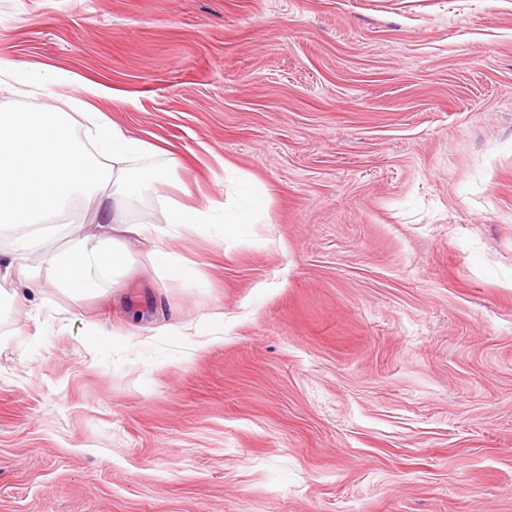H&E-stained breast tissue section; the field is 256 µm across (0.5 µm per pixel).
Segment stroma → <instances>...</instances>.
I'll list each match as a JSON object with an SVG mask.
<instances>
[{
  "label": "stroma",
  "instance_id": "stroma-1",
  "mask_svg": "<svg viewBox=\"0 0 512 512\" xmlns=\"http://www.w3.org/2000/svg\"><path fill=\"white\" fill-rule=\"evenodd\" d=\"M0 59L167 149L131 221L261 208L0 279V512H512V0H0ZM54 83L59 84H71L76 85L77 89L75 93L76 97H67L65 103L73 102L77 105L83 103L87 105L85 102L79 99L78 96H89V97H98L106 93V89L99 84H86V83H78L73 77L70 76L68 72H56L53 77ZM220 210L219 221L215 222L217 212ZM223 226V235L226 233L231 236H238L244 224H253L252 210H238L227 212L224 204L210 203L203 208H192L184 205H177L170 208L166 215V224L174 232L183 226L192 224H215Z\"/></svg>",
  "mask_w": 512,
  "mask_h": 512
}]
</instances>
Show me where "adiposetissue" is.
Returning <instances> with one entry per match:
<instances>
[{"label":"adipose tissue","instance_id":"adipose-tissue-1","mask_svg":"<svg viewBox=\"0 0 512 512\" xmlns=\"http://www.w3.org/2000/svg\"><path fill=\"white\" fill-rule=\"evenodd\" d=\"M83 135H76L67 115L52 107L37 112L0 111V230L19 236L13 253L0 259V274L9 275L32 252L27 230L49 222L75 192L96 194L99 203H111V223L81 224L68 245L44 254L41 270L27 273V286L42 288V272H50L62 290L75 297L94 292L100 281L116 276L131 262L127 240L148 242L149 257L169 270L176 280L195 276V269L173 261L166 247L170 230L192 224L220 223L224 233L239 235L252 223L249 210L227 212L212 203L203 208L177 205L166 215L165 226L141 221L129 223L121 214L135 199L145 180L160 178L156 169L134 170L133 157L158 154L157 146L130 136L99 112L85 113ZM96 239L87 247V239Z\"/></svg>","mask_w":512,"mask_h":512}]
</instances>
